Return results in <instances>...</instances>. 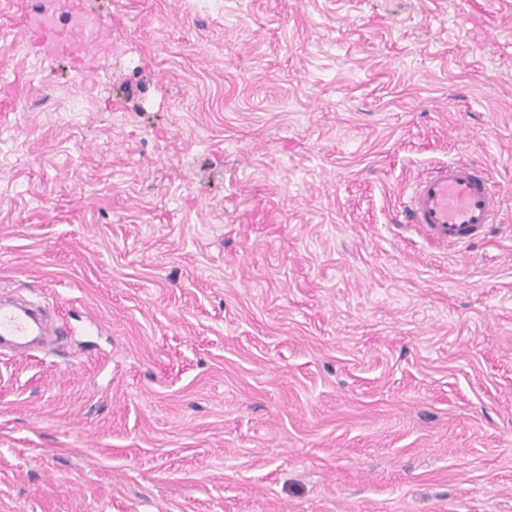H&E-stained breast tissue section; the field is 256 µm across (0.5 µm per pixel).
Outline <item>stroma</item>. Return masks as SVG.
I'll list each match as a JSON object with an SVG mask.
<instances>
[{
  "label": "stroma",
  "mask_w": 512,
  "mask_h": 512,
  "mask_svg": "<svg viewBox=\"0 0 512 512\" xmlns=\"http://www.w3.org/2000/svg\"><path fill=\"white\" fill-rule=\"evenodd\" d=\"M0 0V512H512V0ZM485 165L466 251L403 224ZM102 20L91 16L82 0H34L23 32L43 52L63 50L84 67L82 45L98 41ZM64 36H67L63 39ZM500 209L488 169L455 160L410 183L402 215L426 239L467 248L486 237ZM54 334L55 329L41 305L25 299L3 303L0 298L1 353L26 354L36 338L46 347L53 341Z\"/></svg>",
  "instance_id": "obj_1"
}]
</instances>
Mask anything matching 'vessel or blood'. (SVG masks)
Here are the masks:
<instances>
[{"instance_id":"b4317fda","label":"vessel or blood","mask_w":512,"mask_h":512,"mask_svg":"<svg viewBox=\"0 0 512 512\" xmlns=\"http://www.w3.org/2000/svg\"><path fill=\"white\" fill-rule=\"evenodd\" d=\"M101 30V19L84 9L83 0H33L23 26L40 50H63L80 63L84 46L98 40ZM500 209L488 169L455 160L410 183L402 215L426 239L466 248L485 238ZM54 334L41 305L0 302V351L23 355L34 340L48 344Z\"/></svg>"}]
</instances>
